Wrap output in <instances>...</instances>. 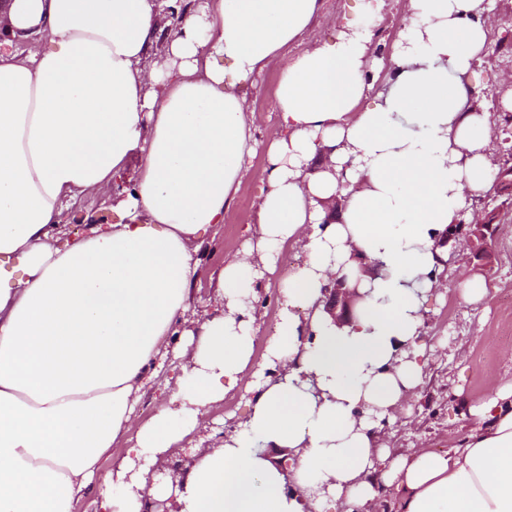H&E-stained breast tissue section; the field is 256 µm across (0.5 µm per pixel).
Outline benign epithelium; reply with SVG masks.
<instances>
[{
    "label": "benign epithelium",
    "mask_w": 512,
    "mask_h": 512,
    "mask_svg": "<svg viewBox=\"0 0 512 512\" xmlns=\"http://www.w3.org/2000/svg\"><path fill=\"white\" fill-rule=\"evenodd\" d=\"M492 165L495 166V177L492 184V193L484 197V214L478 223L463 220L453 224L439 238L438 246L443 248L452 242L465 239L471 246L470 260L475 262L478 270H483L493 263V251L488 245L497 229V216L500 206L497 201L508 205L512 203V167L504 155L491 156ZM325 310L334 322L343 325L350 323L355 314L357 295L355 291L346 286L345 279H336L329 288L324 290Z\"/></svg>",
    "instance_id": "7a95c632"
}]
</instances>
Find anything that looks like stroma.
I'll return each instance as SVG.
<instances>
[{
    "label": "stroma",
    "mask_w": 512,
    "mask_h": 512,
    "mask_svg": "<svg viewBox=\"0 0 512 512\" xmlns=\"http://www.w3.org/2000/svg\"><path fill=\"white\" fill-rule=\"evenodd\" d=\"M354 0H324L322 13L309 27L303 40L290 43L285 57H293L313 41L334 36L349 15ZM410 8V0H382L380 18L373 27V49L377 66L371 72L373 85L385 86L393 67L392 56L401 21ZM512 27V5L502 4L495 21L489 22V38L474 70L478 105L491 116L500 109L491 93L502 74L503 54L497 53L505 32ZM280 61L271 62L248 83L246 92L254 109L252 125L257 151L244 162L243 177L224 215V222L210 234L200 253V265L193 284L194 301L202 303L214 292L225 260L247 249L246 243L255 225L256 203L266 188L263 171L268 164L264 145L268 134L279 122L275 92ZM495 260L490 268L475 271L469 264L468 250H461L442 278L438 295L427 303L421 340L425 345L426 366L416 394L398 421L388 428L385 443L391 456H400L418 448L445 451L471 425L464 416L463 402L490 395L496 384L512 380V343L505 338L512 329V311L502 303L512 292V213L502 215L500 229L492 242ZM480 275L488 288L485 300L463 302L456 291L462 278ZM257 311L254 352L249 372L260 370L266 347L275 333L280 301L274 276L261 282L254 302ZM250 395L245 387L227 393L209 414L220 437L236 434L248 413Z\"/></svg>",
    "instance_id": "35a3bbf8"
}]
</instances>
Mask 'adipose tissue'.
Returning <instances> with one entry per match:
<instances>
[{"label": "adipose tissue", "mask_w": 512, "mask_h": 512, "mask_svg": "<svg viewBox=\"0 0 512 512\" xmlns=\"http://www.w3.org/2000/svg\"><path fill=\"white\" fill-rule=\"evenodd\" d=\"M481 2L411 0L373 97L378 0L284 62L255 236L195 309L199 253L256 145L239 88L321 0H194L165 38L160 0H0V512H75L94 487L100 512L149 498L177 512H373L388 491L396 512H512V380L466 402L472 425L448 451L392 459L381 440L422 380L424 311L449 257L436 242L494 178L491 117L468 106ZM135 156L131 190L113 192ZM91 194L111 221L65 231L63 211ZM287 244L301 263L278 264ZM265 273L281 295L272 374L247 383ZM338 277L359 295L346 325L324 309ZM170 358L179 407L140 422ZM242 384L249 411L231 442L198 444L157 481L159 458ZM275 449L292 451V478Z\"/></svg>", "instance_id": "1"}]
</instances>
